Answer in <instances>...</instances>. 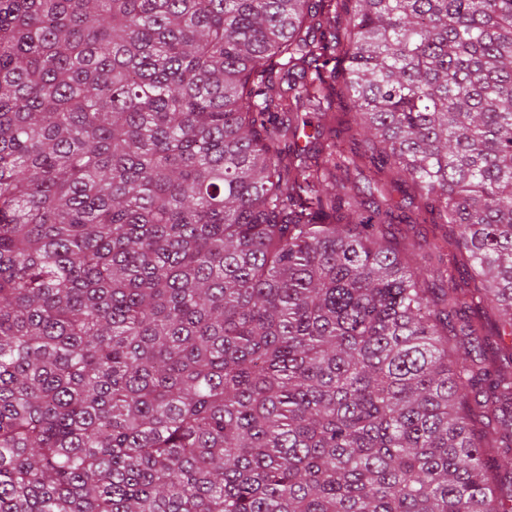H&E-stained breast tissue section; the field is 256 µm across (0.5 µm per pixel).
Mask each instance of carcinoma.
<instances>
[{
    "label": "carcinoma",
    "mask_w": 512,
    "mask_h": 512,
    "mask_svg": "<svg viewBox=\"0 0 512 512\" xmlns=\"http://www.w3.org/2000/svg\"><path fill=\"white\" fill-rule=\"evenodd\" d=\"M0 512H512V0H0Z\"/></svg>",
    "instance_id": "1"
}]
</instances>
